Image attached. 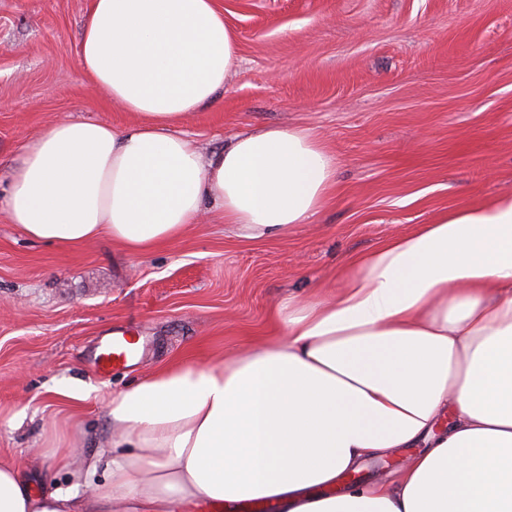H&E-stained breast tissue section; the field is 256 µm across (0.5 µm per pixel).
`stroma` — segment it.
<instances>
[{"mask_svg": "<svg viewBox=\"0 0 512 512\" xmlns=\"http://www.w3.org/2000/svg\"><path fill=\"white\" fill-rule=\"evenodd\" d=\"M238 41L215 100L177 129L216 152L238 133L313 130L338 161L335 196L287 238L238 237L215 215L144 255L100 237L74 250L30 241L0 214V460L36 488L55 427L96 451L102 400L175 361L231 357L272 335L288 297L337 288L344 261L443 211L512 192V0H215ZM90 0H0V190L49 123L127 127L132 113L82 74ZM142 338L128 366L90 358L114 327ZM78 381L94 397L53 399Z\"/></svg>", "mask_w": 512, "mask_h": 512, "instance_id": "35a3bbf8", "label": "stroma"}]
</instances>
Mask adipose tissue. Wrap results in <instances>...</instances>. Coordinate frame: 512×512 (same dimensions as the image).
Segmentation results:
<instances>
[{"label": "adipose tissue", "mask_w": 512, "mask_h": 512, "mask_svg": "<svg viewBox=\"0 0 512 512\" xmlns=\"http://www.w3.org/2000/svg\"><path fill=\"white\" fill-rule=\"evenodd\" d=\"M77 56L138 121L61 120L26 144L0 211L29 238L107 236L142 255L208 206L237 236L284 237L335 193L336 157L309 129L241 134L207 157L175 133L237 64L214 0H91ZM341 276L334 295L289 297L278 335L245 353L113 391L106 444L41 451L67 488L34 492L0 462V512H512V194L447 211ZM414 447L397 478L329 494Z\"/></svg>", "instance_id": "adipose-tissue-1"}]
</instances>
